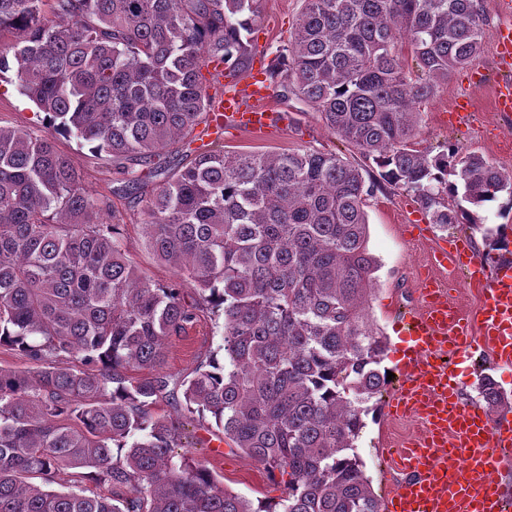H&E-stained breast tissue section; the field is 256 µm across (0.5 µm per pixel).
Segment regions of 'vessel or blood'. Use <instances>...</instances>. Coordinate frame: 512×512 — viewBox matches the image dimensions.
<instances>
[{"instance_id":"1","label":"vessel or blood","mask_w":512,"mask_h":512,"mask_svg":"<svg viewBox=\"0 0 512 512\" xmlns=\"http://www.w3.org/2000/svg\"><path fill=\"white\" fill-rule=\"evenodd\" d=\"M497 58L499 70L512 73L511 27L499 33ZM211 82L218 94L215 112L200 132L203 142H211L227 127L262 131L281 126L282 115L261 105L266 97L264 81L226 75L217 64ZM448 256L463 267L483 304L464 316L435 289L420 292L421 306L408 322L414 346L400 368L391 406L420 415L426 434L400 453L399 465L409 477L384 501L382 512H505L512 495L499 478L500 451L512 448V426L464 405L450 368L451 357L470 347L474 327L494 362L512 365V262L487 267L464 242L451 246Z\"/></svg>"}]
</instances>
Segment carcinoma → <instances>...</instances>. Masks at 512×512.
Masks as SVG:
<instances>
[{"mask_svg":"<svg viewBox=\"0 0 512 512\" xmlns=\"http://www.w3.org/2000/svg\"><path fill=\"white\" fill-rule=\"evenodd\" d=\"M274 68L324 126L417 196L431 223L506 225L477 210L512 177L455 143L416 147V104L481 49L482 0H301ZM255 0H0V73L44 113L47 133L0 126V512H380L356 441L388 385V338L370 302L362 168L317 150L226 151L217 140L172 167L213 99L202 70L245 67ZM119 170L113 192L142 205L148 246L178 282L126 256L119 224L55 135ZM148 197L138 195L152 179ZM195 294L188 303L184 288ZM223 317L222 345L191 374L168 346L200 314ZM487 414L512 411L489 375ZM181 404L281 482L276 501L224 488L156 412ZM68 476V491L48 489Z\"/></svg>","mask_w":512,"mask_h":512,"instance_id":"obj_1","label":"carcinoma"}]
</instances>
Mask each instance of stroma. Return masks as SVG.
<instances>
[{"instance_id": "obj_1", "label": "stroma", "mask_w": 512, "mask_h": 512, "mask_svg": "<svg viewBox=\"0 0 512 512\" xmlns=\"http://www.w3.org/2000/svg\"><path fill=\"white\" fill-rule=\"evenodd\" d=\"M259 17L248 36L255 49L252 72L264 75L271 70L279 51L287 43L301 9V0H257ZM487 23L482 34V49L471 63L456 69L447 85L441 86L430 100L418 105L421 120V147L435 152L444 150L447 142L459 143L463 150L477 152L512 176V115L504 116L494 108L495 85L503 74L496 66L497 33L503 23L512 21L504 13L500 0H483ZM269 106L287 116L285 125L268 136H255L238 129L225 131L224 147L230 151L282 152L288 150H335L349 160H359L353 147L329 133L317 112L298 100L284 87L283 78L272 80L267 91ZM468 104L472 117L468 125L455 126L449 113L456 103ZM43 114L21 95L14 72L0 74V126L21 127L42 133ZM57 147L67 153L85 173V188L96 199L109 198L110 205L98 215L101 222L122 227L124 245L130 260L154 281H175L172 265L157 261L144 236L143 217L139 208L114 194L111 164L79 146L75 139L57 136ZM365 210L369 221V246L379 259L376 290L371 302L372 316L377 326L388 336L390 348L383 362L389 371H397L407 341L402 332L399 313L416 304L422 281L446 277L435 255L455 233L443 231L431 224L413 192L402 187L382 185L367 199ZM222 331L204 318L191 329L186 340L173 343L168 358L170 373L185 376L192 372L199 356L216 349ZM458 387L462 402L483 406L477 383L481 375L492 376L512 394V368L492 365L487 352L473 348L464 353L457 367ZM395 386H388L381 399L371 400V413L357 441L366 475L379 496H387L403 482L407 474L383 457V448H395L418 439L423 428L411 416L391 415L387 406L395 395ZM180 427L191 445L196 459L202 460L223 482L226 489L248 499L276 498L282 485L271 482L262 467L240 450L228 447L223 460H215L210 444L216 430L204 421L181 418Z\"/></svg>"}]
</instances>
